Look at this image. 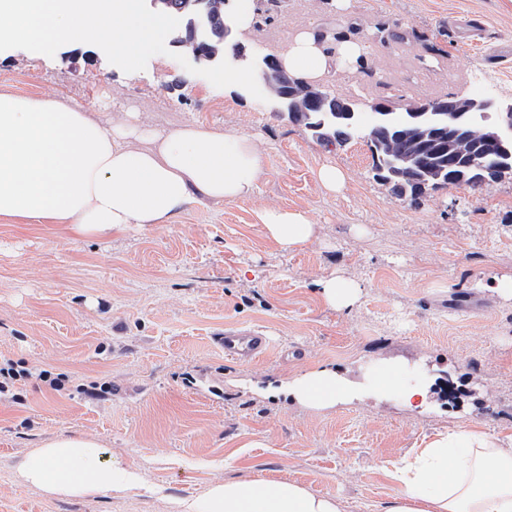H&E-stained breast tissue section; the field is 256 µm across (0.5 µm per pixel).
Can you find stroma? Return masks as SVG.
Wrapping results in <instances>:
<instances>
[{
	"mask_svg": "<svg viewBox=\"0 0 512 512\" xmlns=\"http://www.w3.org/2000/svg\"><path fill=\"white\" fill-rule=\"evenodd\" d=\"M309 28L354 32L360 58L322 86L401 112L493 88L512 98V0H284L271 21L234 36L277 56ZM0 90L103 103L102 121L130 111L153 130L197 120L247 133L266 155L252 199L196 207L174 223L83 237L55 224L0 223V363L27 378L0 391V512H172L218 480H290L374 512L394 493L389 473L466 424L512 437V175L403 197L379 181L367 144L318 142L257 99L213 86L172 57L126 73L91 44L48 57L0 51ZM326 165L344 183L327 191ZM308 213L315 235L284 251L256 214ZM360 286L330 306L317 282ZM272 339L260 361L226 360L229 328ZM398 368L429 387L411 410L377 377ZM346 373L363 399L333 408L291 401V379ZM61 435L88 436L140 489L59 498L19 486L16 466Z\"/></svg>",
	"mask_w": 512,
	"mask_h": 512,
	"instance_id": "obj_1",
	"label": "stroma"
}]
</instances>
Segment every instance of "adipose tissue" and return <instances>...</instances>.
I'll return each mask as SVG.
<instances>
[{"label": "adipose tissue", "mask_w": 512, "mask_h": 512, "mask_svg": "<svg viewBox=\"0 0 512 512\" xmlns=\"http://www.w3.org/2000/svg\"><path fill=\"white\" fill-rule=\"evenodd\" d=\"M346 42L332 53L309 30L279 52L288 72L330 78L337 54L359 55ZM265 175L253 138L191 121L168 130L145 128L136 113L103 125L95 106L54 96L0 91V222L56 224L77 235L120 233L129 225L170 224L210 202L251 198ZM284 250L308 243L314 224L300 210L258 212ZM358 385L330 371L294 378L302 403L329 408L356 396ZM21 485L61 497L89 498L139 485L136 473L106 460L90 437L44 443L17 467ZM396 492L378 512H512V448L465 427L438 435L397 469ZM180 512H344L342 500L288 480L262 477L213 482L179 502Z\"/></svg>", "instance_id": "ef3b65f1"}]
</instances>
